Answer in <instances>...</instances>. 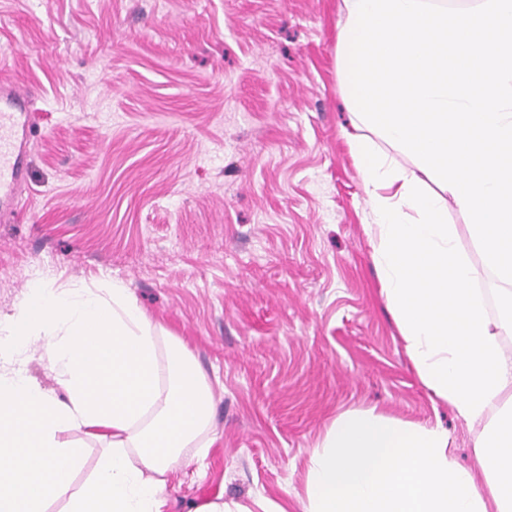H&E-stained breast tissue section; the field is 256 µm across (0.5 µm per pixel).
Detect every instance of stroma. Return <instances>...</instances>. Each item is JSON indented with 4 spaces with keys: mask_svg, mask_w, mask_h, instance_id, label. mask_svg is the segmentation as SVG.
<instances>
[{
    "mask_svg": "<svg viewBox=\"0 0 512 512\" xmlns=\"http://www.w3.org/2000/svg\"><path fill=\"white\" fill-rule=\"evenodd\" d=\"M340 0H0V79L35 88L29 192L0 222V317L35 279L108 294L191 353L208 448L168 475L169 512L223 495L301 512L340 413L447 429L476 481L477 427L432 399L386 310L366 192L339 135ZM478 271L491 275L449 206Z\"/></svg>",
    "mask_w": 512,
    "mask_h": 512,
    "instance_id": "35a3bbf8",
    "label": "stroma"
}]
</instances>
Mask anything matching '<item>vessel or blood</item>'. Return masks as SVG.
Segmentation results:
<instances>
[{
  "label": "vessel or blood",
  "mask_w": 512,
  "mask_h": 512,
  "mask_svg": "<svg viewBox=\"0 0 512 512\" xmlns=\"http://www.w3.org/2000/svg\"><path fill=\"white\" fill-rule=\"evenodd\" d=\"M33 93L15 81H0V208L12 210L25 186L33 142L29 130Z\"/></svg>",
  "instance_id": "1"
}]
</instances>
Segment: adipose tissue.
<instances>
[{"instance_id": "1", "label": "adipose tissue", "mask_w": 512, "mask_h": 512, "mask_svg": "<svg viewBox=\"0 0 512 512\" xmlns=\"http://www.w3.org/2000/svg\"><path fill=\"white\" fill-rule=\"evenodd\" d=\"M339 133L364 179L386 310L425 388L479 426L486 479L457 462L441 426L350 410L311 455L303 512H512V355L502 346L512 318L485 316L477 270L427 175L398 164L357 118ZM0 335V362L43 338L63 389L0 374V512H45L51 495L65 512H165L167 474L210 422L212 389L189 353L171 343L161 368V332L121 287L106 298L35 283ZM67 430L79 439L60 440ZM88 438L104 442L103 460L76 490Z\"/></svg>"}]
</instances>
